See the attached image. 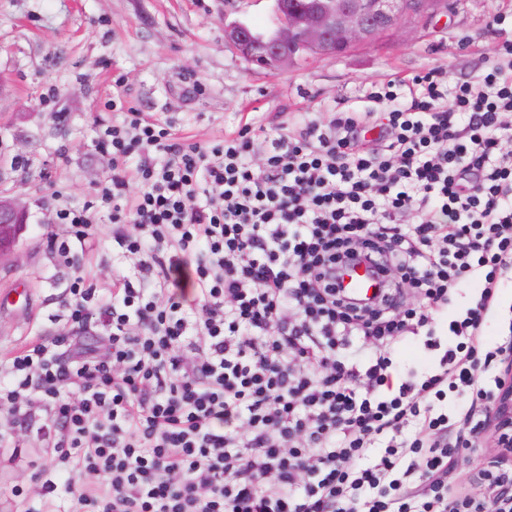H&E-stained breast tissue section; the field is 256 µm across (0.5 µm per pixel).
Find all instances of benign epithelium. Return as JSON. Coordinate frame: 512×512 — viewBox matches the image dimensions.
Wrapping results in <instances>:
<instances>
[{"label":"benign epithelium","mask_w":512,"mask_h":512,"mask_svg":"<svg viewBox=\"0 0 512 512\" xmlns=\"http://www.w3.org/2000/svg\"><path fill=\"white\" fill-rule=\"evenodd\" d=\"M277 16L288 17L261 33L244 21L224 25L225 40L248 63L261 68L288 67L306 56H338L377 41L402 21L422 14L432 0H312L308 13L273 0ZM26 223L25 210L0 196V259L17 254ZM488 423L502 446H512V383L503 387L489 410Z\"/></svg>","instance_id":"1"}]
</instances>
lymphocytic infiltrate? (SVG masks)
Masks as SVG:
<instances>
[{
  "label": "lymphocytic infiltrate",
  "mask_w": 512,
  "mask_h": 512,
  "mask_svg": "<svg viewBox=\"0 0 512 512\" xmlns=\"http://www.w3.org/2000/svg\"><path fill=\"white\" fill-rule=\"evenodd\" d=\"M399 96L384 92L374 139L336 112L259 156L243 134L173 141L113 96L130 121L96 131L112 173L55 221L83 246L111 215L133 272L108 303L84 275L67 287L69 323L103 317L106 355L54 338L10 360L0 444L22 422L51 450L32 497L67 512H512V468L448 493L512 356V338L483 336L512 269V72L451 85L430 71ZM135 151L132 199L121 160ZM358 256L379 297L341 288ZM468 280L484 287L440 371L383 395L395 345ZM459 387L476 401L433 415L429 397Z\"/></svg>",
  "instance_id": "obj_1"
}]
</instances>
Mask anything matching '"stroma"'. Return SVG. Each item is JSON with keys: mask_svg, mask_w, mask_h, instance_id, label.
Here are the masks:
<instances>
[{"mask_svg": "<svg viewBox=\"0 0 512 512\" xmlns=\"http://www.w3.org/2000/svg\"><path fill=\"white\" fill-rule=\"evenodd\" d=\"M273 0H0V192L28 210L19 258L0 264V361L34 337L73 338L96 348L104 331L93 319L72 331L63 307L74 269L58 245L61 206L92 200L112 171L95 130L119 121L108 108L113 89L130 106L186 143L216 145L250 129L255 142L296 135L304 120L364 112L368 95L394 79L442 70L467 79L512 41V0H433L427 13L402 22L375 43L294 67L249 64L224 40V24L273 25ZM121 264L112 252V222L102 219L82 261L100 294L112 291ZM481 289L474 281L435 317L433 336L410 337L393 356L394 383L433 372L460 318ZM47 465L36 433L0 447V512H17L12 491L38 481Z\"/></svg>", "mask_w": 512, "mask_h": 512, "instance_id": "stroma-1", "label": "stroma"}]
</instances>
